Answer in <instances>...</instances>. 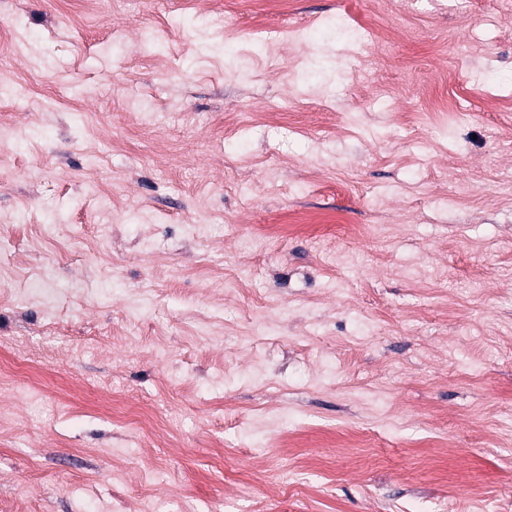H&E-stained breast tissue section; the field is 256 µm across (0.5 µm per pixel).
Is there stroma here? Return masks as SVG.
I'll return each mask as SVG.
<instances>
[{
  "label": "stroma",
  "mask_w": 512,
  "mask_h": 512,
  "mask_svg": "<svg viewBox=\"0 0 512 512\" xmlns=\"http://www.w3.org/2000/svg\"><path fill=\"white\" fill-rule=\"evenodd\" d=\"M0 81V512H512V0H0Z\"/></svg>",
  "instance_id": "35a3bbf8"
}]
</instances>
